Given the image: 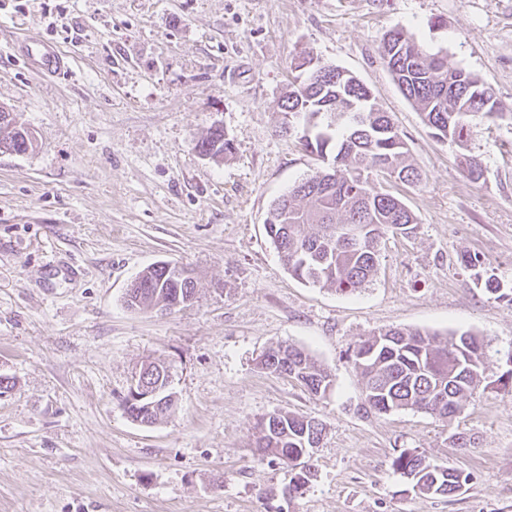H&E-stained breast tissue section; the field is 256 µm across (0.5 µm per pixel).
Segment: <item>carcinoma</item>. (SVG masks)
Listing matches in <instances>:
<instances>
[{"instance_id":"1","label":"carcinoma","mask_w":512,"mask_h":512,"mask_svg":"<svg viewBox=\"0 0 512 512\" xmlns=\"http://www.w3.org/2000/svg\"><path fill=\"white\" fill-rule=\"evenodd\" d=\"M383 63L404 96L423 116L439 139L464 148L469 141L471 118L481 114L496 118V101L472 73L450 68L445 57L428 52L403 29L388 31L379 47ZM309 56L294 59L299 72L297 86L279 104L282 112L326 118V126L314 135H303L305 148L319 157L331 155L335 167L322 170L295 184L275 200L265 225L271 242L288 273L313 286L356 291L376 276L379 244L389 232L409 236L416 217L389 191L359 185L361 173L387 167L406 183L419 180L408 162V150L389 113L372 102L371 89L347 70L325 66L319 74L307 67ZM220 145L231 151L232 142L216 127L198 141L201 152ZM35 145L33 134L0 107V151L24 154ZM340 224L367 228L364 242L353 246L336 233ZM136 294L126 300L134 310H170L195 297V283L184 270L167 263L152 265L137 277ZM487 343L471 332L436 333L401 328L381 329L361 340L354 363L365 386L368 408L379 414L397 410H422L446 422L461 413L464 402L481 383ZM262 369L298 380L314 395H324L332 384L330 373L317 366L301 349L279 345L260 360ZM139 379L162 387L157 400L172 395L169 370L149 361L139 369ZM177 404L170 400L149 410L125 397L124 409L134 422L154 424L173 415ZM259 455L273 457L295 470L291 482L304 488L314 476L308 460L299 459L310 442L320 443L323 424L308 416L274 413L256 425ZM421 493L448 496L459 490L461 471L433 464L417 452L403 451L393 460Z\"/></svg>"}]
</instances>
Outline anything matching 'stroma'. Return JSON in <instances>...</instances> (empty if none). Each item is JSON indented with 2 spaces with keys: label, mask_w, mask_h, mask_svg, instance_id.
<instances>
[{
  "label": "stroma",
  "mask_w": 512,
  "mask_h": 512,
  "mask_svg": "<svg viewBox=\"0 0 512 512\" xmlns=\"http://www.w3.org/2000/svg\"><path fill=\"white\" fill-rule=\"evenodd\" d=\"M395 26L493 89L500 116L474 117L468 142L480 180L380 58ZM27 35L69 70L35 73ZM303 52L372 89L421 175L371 176L417 224L384 237L353 293L292 277L265 231L272 202L323 167L305 116L278 108ZM0 105L35 137L0 152V512H512V394L496 384L512 369V0H0ZM215 127L233 142L219 162L195 149ZM160 262L191 271L192 305L128 309ZM389 327L477 334L491 385L447 423L366 410L352 351ZM285 342L331 373L326 395L261 369ZM148 359L177 398L151 426L124 411ZM277 411L325 427L295 495L290 468L255 451ZM405 450L468 483L419 493L393 467Z\"/></svg>",
  "instance_id": "1"
}]
</instances>
